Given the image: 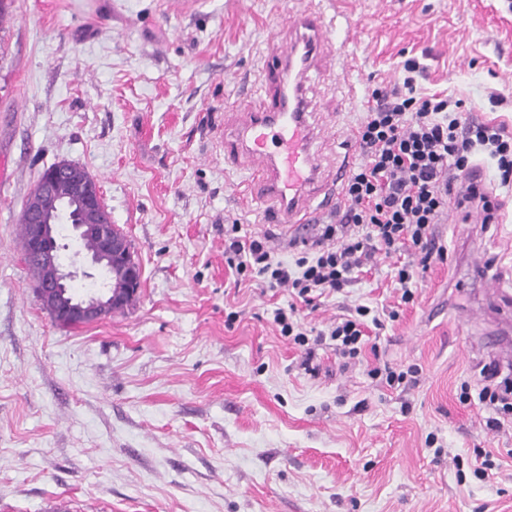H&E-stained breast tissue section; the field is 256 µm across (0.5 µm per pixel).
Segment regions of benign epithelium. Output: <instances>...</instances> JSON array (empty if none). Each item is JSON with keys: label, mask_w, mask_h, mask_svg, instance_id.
Segmentation results:
<instances>
[{"label": "benign epithelium", "mask_w": 512, "mask_h": 512, "mask_svg": "<svg viewBox=\"0 0 512 512\" xmlns=\"http://www.w3.org/2000/svg\"><path fill=\"white\" fill-rule=\"evenodd\" d=\"M63 180L69 186L68 199H54L55 187ZM24 250L46 270L45 280L35 284L36 297L59 322L72 325L91 324L106 314L127 308L141 283V270L128 238L112 224L104 207L98 184L87 167L61 162L43 174L24 207ZM70 224L72 237L78 241L92 236L101 244L92 258L102 273L112 270V286L77 292L73 282L77 262L65 263L58 225Z\"/></svg>", "instance_id": "1"}]
</instances>
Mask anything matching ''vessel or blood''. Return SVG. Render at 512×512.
I'll list each match as a JSON object with an SVG mask.
<instances>
[{
  "mask_svg": "<svg viewBox=\"0 0 512 512\" xmlns=\"http://www.w3.org/2000/svg\"><path fill=\"white\" fill-rule=\"evenodd\" d=\"M286 26L292 40H274L260 94L224 128V163L234 168L249 157L248 189L270 221L308 224L316 212H331L341 196L320 178L313 149L318 133L303 95V75L318 46L329 42V25L321 12L309 11L289 16Z\"/></svg>",
  "mask_w": 512,
  "mask_h": 512,
  "instance_id": "vessel-or-blood-1",
  "label": "vessel or blood"
}]
</instances>
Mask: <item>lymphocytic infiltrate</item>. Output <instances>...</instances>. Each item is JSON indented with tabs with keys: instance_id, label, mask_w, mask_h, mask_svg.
Returning a JSON list of instances; mask_svg holds the SVG:
<instances>
[{
	"instance_id": "obj_1",
	"label": "lymphocytic infiltrate",
	"mask_w": 512,
	"mask_h": 512,
	"mask_svg": "<svg viewBox=\"0 0 512 512\" xmlns=\"http://www.w3.org/2000/svg\"><path fill=\"white\" fill-rule=\"evenodd\" d=\"M403 69L401 85L368 92L355 135L361 161L345 182L344 207L334 222L316 225L294 262L276 259L267 237L244 234L237 223L225 225L224 262L239 281L261 280L313 307L351 286L378 255L407 253L410 261L394 269L399 301L407 305L415 297L412 282L447 257L436 231L445 212L474 207L483 223H494L501 204L473 185L471 176L484 160L494 166L499 187L512 189V132L502 124L463 119V99L421 93L418 59L407 58ZM296 312L293 306L276 308L273 321L282 337L303 347L300 366L310 373L317 372L318 352L326 347L336 351L343 367L355 365L366 350L368 326H381L383 320L359 305L312 333ZM479 376V390L462 383L458 400L492 409L487 425L499 430L500 415L512 411V378L492 360L481 364Z\"/></svg>"
}]
</instances>
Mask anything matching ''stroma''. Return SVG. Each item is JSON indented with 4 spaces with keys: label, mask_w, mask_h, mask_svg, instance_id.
<instances>
[{
    "label": "stroma",
    "mask_w": 512,
    "mask_h": 512,
    "mask_svg": "<svg viewBox=\"0 0 512 512\" xmlns=\"http://www.w3.org/2000/svg\"><path fill=\"white\" fill-rule=\"evenodd\" d=\"M311 8L337 30L304 81L325 178L337 128L410 57L421 92L512 131L507 0H13L0 20V512H512V425L489 430L490 410L458 401L512 336L492 303L512 290V193L495 224L444 215L446 260L371 331L381 360L420 368L403 390L330 350L299 369L271 323L291 296L236 286L224 264L226 224L269 234L285 260L310 232L244 194L224 121L284 20ZM62 160L96 177L142 268L133 306L78 328L42 308L20 247L24 204ZM393 270L378 261L302 319L394 304ZM478 448L500 469L458 481L455 458Z\"/></svg>",
    "instance_id": "obj_1"
}]
</instances>
